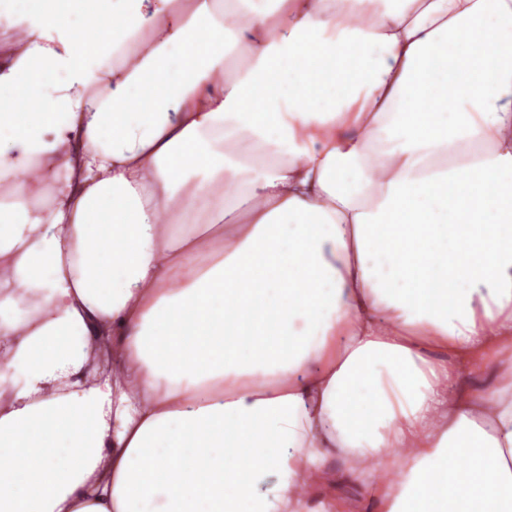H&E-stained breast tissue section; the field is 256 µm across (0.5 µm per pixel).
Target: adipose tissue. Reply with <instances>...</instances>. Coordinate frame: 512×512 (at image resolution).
Segmentation results:
<instances>
[{
    "mask_svg": "<svg viewBox=\"0 0 512 512\" xmlns=\"http://www.w3.org/2000/svg\"><path fill=\"white\" fill-rule=\"evenodd\" d=\"M508 23L512 0H112L15 26L0 512H348L318 494L337 470L362 512H512Z\"/></svg>",
    "mask_w": 512,
    "mask_h": 512,
    "instance_id": "1",
    "label": "adipose tissue"
}]
</instances>
